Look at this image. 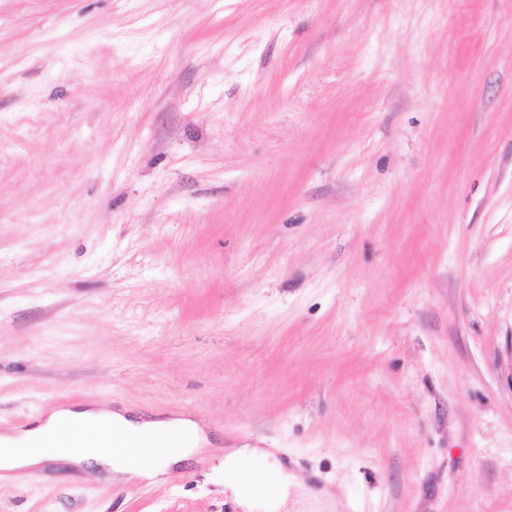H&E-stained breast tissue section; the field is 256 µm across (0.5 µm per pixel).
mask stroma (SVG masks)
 I'll use <instances>...</instances> for the list:
<instances>
[{"label": "stroma", "instance_id": "obj_1", "mask_svg": "<svg viewBox=\"0 0 512 512\" xmlns=\"http://www.w3.org/2000/svg\"><path fill=\"white\" fill-rule=\"evenodd\" d=\"M512 0H0V431L188 418L0 512H512ZM270 453L265 448H237L224 457V489L234 493L239 487H246L248 495L240 497L242 512H251L256 499L264 497L271 510H280L287 498L293 476L282 465L269 468L266 464ZM248 478L244 479V471ZM266 493L262 495V493Z\"/></svg>", "mask_w": 512, "mask_h": 512}]
</instances>
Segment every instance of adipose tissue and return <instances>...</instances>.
Returning a JSON list of instances; mask_svg holds the SVG:
<instances>
[{
  "instance_id": "ef3b65f1",
  "label": "adipose tissue",
  "mask_w": 512,
  "mask_h": 512,
  "mask_svg": "<svg viewBox=\"0 0 512 512\" xmlns=\"http://www.w3.org/2000/svg\"><path fill=\"white\" fill-rule=\"evenodd\" d=\"M63 423L80 426L90 434L105 426L131 439L148 440V458L136 461L134 454H119L105 441L93 448L81 447L77 442L66 448L40 447V440ZM205 442V435L188 420L141 421L128 416L123 409L112 412L95 407L61 408L28 428L0 432V470L8 474L33 472L45 461L55 460L80 470L99 466L114 480L154 479L161 475L162 464L170 465L187 458ZM268 456L266 449L245 447L235 449L224 458L225 488L248 490L247 496L239 500L243 512H251L255 500L261 497L268 500L272 512H280L288 498L293 476L283 466L268 467Z\"/></svg>"
}]
</instances>
